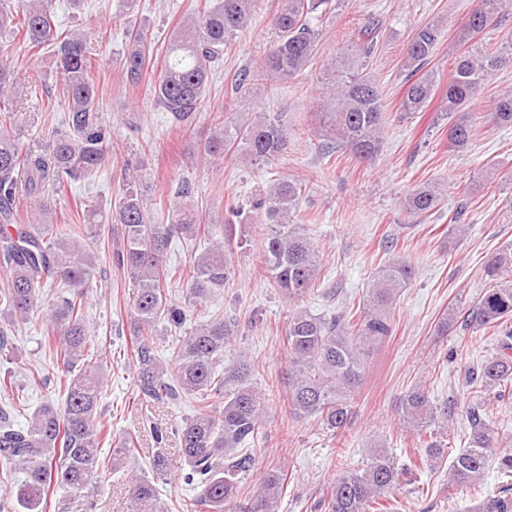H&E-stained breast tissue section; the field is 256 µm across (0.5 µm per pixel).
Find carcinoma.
I'll list each match as a JSON object with an SVG mask.
<instances>
[{
	"mask_svg": "<svg viewBox=\"0 0 512 512\" xmlns=\"http://www.w3.org/2000/svg\"><path fill=\"white\" fill-rule=\"evenodd\" d=\"M259 0H204V5L185 18L171 33L161 73L151 83L155 104L169 112L186 134L197 126L210 79L224 58V47L252 24ZM475 7L462 26L459 40L468 43L496 27L509 0H474ZM52 0H19L17 11L0 9V32L20 35L35 50H49L55 61L66 108V130L45 141L23 144L15 134L21 113L0 110V359L12 361L17 347V326L35 322L43 340L68 372L60 408L42 405L27 425L15 419V405L8 401L14 375L0 377V463L19 470L24 479L16 493L23 512H43L50 490L62 488L66 496L60 512H93L101 463L99 451L107 437L95 424L100 402L98 363L107 355L89 335L82 288L91 279L94 248L100 238L95 228L97 208L85 207L81 224L52 220V196L69 183L88 176L109 159L110 134L99 112V86L93 75L91 38L72 31L64 34L53 22ZM336 8L333 0H285L274 19V35L259 66L242 69L233 82L231 100L253 96L257 81L288 82L302 76L319 52L320 33L314 21ZM380 31L367 23L349 32V52L325 69L320 77L325 90L323 131L336 145L360 162L379 153L385 112L379 86L373 76V59ZM439 25L427 23L414 33L407 51L402 112L414 116L438 101L449 120L448 140L464 146L473 135L469 104L484 89L489 77L512 62V40L493 51L471 49L455 58L448 81L434 70H424L440 39ZM123 71L126 82L138 85L147 79L152 43L144 31L131 35ZM6 46L0 45V105L13 101L17 80ZM493 120L512 125V92L490 104ZM218 122V128L198 151L210 160L241 153L250 160L277 167L288 150L290 127L286 112H240ZM126 184L110 206L111 222L120 226L112 260L133 282L132 337L140 392L144 399L163 404L181 396L201 399L194 416L173 430L151 426L154 448L151 474L131 479V512H163L158 478L167 472V445L175 438L186 472L183 481L195 491L185 512H235L241 483L253 475L256 458L250 445L265 429L266 392L254 385L253 364L239 352L231 366H224V346L237 335L233 318L192 322L191 312L224 287L231 275L236 224L210 223L187 199L194 193L189 182L177 185L174 197L181 205L157 224L145 195L135 188L129 168ZM301 186L278 179L259 194L255 206L264 211L262 269L274 286L297 302L320 280L322 260L302 224L295 223ZM443 195L442 185L425 182L405 197V209L413 215H430ZM36 205L40 223H17V201ZM210 240V246L194 259L186 282L185 304L171 303L166 292L170 274L166 256L172 238ZM490 283L485 292L466 307L441 317L437 334L496 332V352L469 371L471 381L498 398L512 397V246L491 253L484 262ZM414 266L391 260L383 263L368 285L362 309L339 315H313L294 309L288 314L284 349L288 361L287 406L297 418H313L334 437L350 426L355 393L362 384L365 364L374 347L391 335V312L401 292L415 278ZM59 289L49 302L44 288ZM166 323L183 331L171 352V366L155 353L156 326ZM399 420L418 437L425 436L426 461L441 464L445 448L434 427L450 420L421 387H413L400 400ZM468 447L453 457L448 486L471 488L484 477L489 454H499L501 469L512 473V449L499 447L495 432L480 409L468 411ZM401 471L392 453L376 446L363 467L343 472L327 490L328 512H370L381 496L389 493ZM261 492L247 512H278L285 476L276 464L260 471ZM479 512H512V494L501 491L479 505Z\"/></svg>",
	"mask_w": 512,
	"mask_h": 512,
	"instance_id": "1",
	"label": "carcinoma"
}]
</instances>
